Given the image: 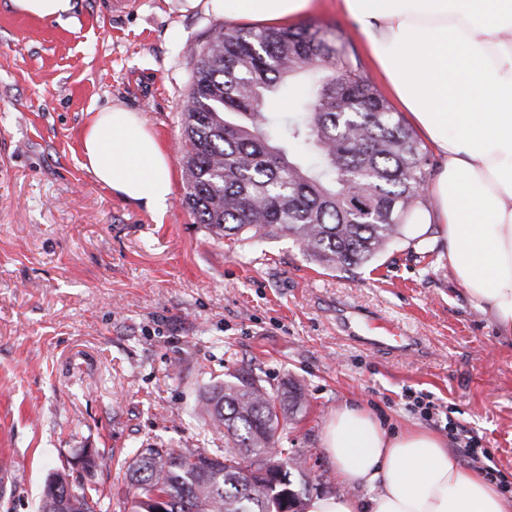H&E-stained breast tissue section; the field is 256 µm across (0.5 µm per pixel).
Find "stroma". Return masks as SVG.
<instances>
[{
    "label": "stroma",
    "instance_id": "1",
    "mask_svg": "<svg viewBox=\"0 0 512 512\" xmlns=\"http://www.w3.org/2000/svg\"><path fill=\"white\" fill-rule=\"evenodd\" d=\"M73 2L77 23L65 28L0 0V456L18 476L0 512H37L59 471L99 489L96 512H128L116 478L128 454L223 446L195 408L239 369L272 387L300 382L306 401L281 443L313 474L335 476L322 433L355 403L392 431L444 436L452 422L478 435L512 494V341L455 277L441 225L353 274L317 266L286 236L214 235L182 205V112L223 12L210 0ZM303 20L341 29L382 85L338 0H318ZM108 105L140 112L170 156L163 223L82 165V132ZM347 309L393 321L415 349L360 347L341 327ZM409 390L433 397L448 422L413 410Z\"/></svg>",
    "mask_w": 512,
    "mask_h": 512
}]
</instances>
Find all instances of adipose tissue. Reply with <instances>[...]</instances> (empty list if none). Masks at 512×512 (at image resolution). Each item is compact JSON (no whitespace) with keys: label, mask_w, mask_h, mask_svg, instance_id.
<instances>
[{"label":"adipose tissue","mask_w":512,"mask_h":512,"mask_svg":"<svg viewBox=\"0 0 512 512\" xmlns=\"http://www.w3.org/2000/svg\"><path fill=\"white\" fill-rule=\"evenodd\" d=\"M263 23L304 15L315 0H234ZM399 107L440 159L430 195L448 264L473 305L512 336V0H341ZM81 150L96 182L155 219L174 193L170 158L143 117L97 110ZM322 449L344 492L304 512H512V496L464 468L438 434H389L367 410L343 406ZM373 488L371 497L356 495Z\"/></svg>","instance_id":"adipose-tissue-1"}]
</instances>
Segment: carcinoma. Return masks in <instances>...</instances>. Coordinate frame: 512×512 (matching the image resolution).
I'll use <instances>...</instances> for the list:
<instances>
[{
    "mask_svg": "<svg viewBox=\"0 0 512 512\" xmlns=\"http://www.w3.org/2000/svg\"><path fill=\"white\" fill-rule=\"evenodd\" d=\"M283 97L294 102L288 114ZM188 102L183 203L220 237L289 236L321 267L353 273L431 206L417 191L426 153L337 28L225 26L198 55ZM302 405L294 379L269 388L249 371L225 374L198 401L224 447L134 452L123 470L131 512H158L159 499L164 512H290L311 469L279 442ZM284 460L293 465L281 471ZM98 499L56 472L38 512H94Z\"/></svg>",
    "mask_w": 512,
    "mask_h": 512,
    "instance_id": "1",
    "label": "carcinoma"
}]
</instances>
